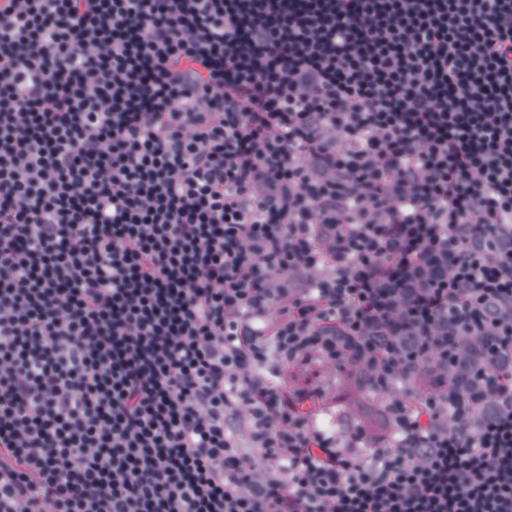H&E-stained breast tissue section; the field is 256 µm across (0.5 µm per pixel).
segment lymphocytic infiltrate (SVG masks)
I'll use <instances>...</instances> for the list:
<instances>
[{"label": "lymphocytic infiltrate", "instance_id": "obj_1", "mask_svg": "<svg viewBox=\"0 0 512 512\" xmlns=\"http://www.w3.org/2000/svg\"><path fill=\"white\" fill-rule=\"evenodd\" d=\"M470 308L485 408L337 427ZM0 512H512V0H0Z\"/></svg>", "mask_w": 512, "mask_h": 512}]
</instances>
